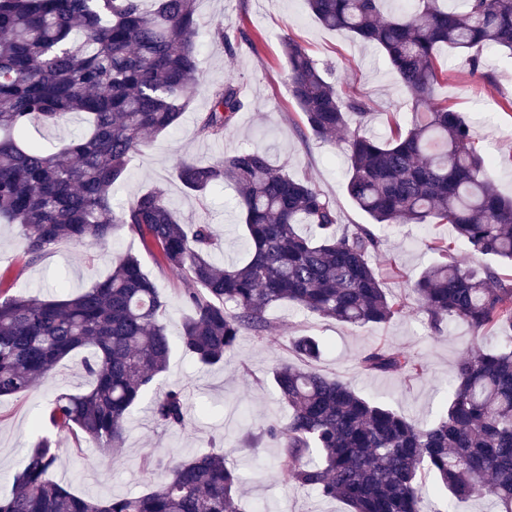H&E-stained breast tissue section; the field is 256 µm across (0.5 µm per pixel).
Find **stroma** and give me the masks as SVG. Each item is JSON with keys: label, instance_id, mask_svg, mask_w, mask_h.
I'll list each match as a JSON object with an SVG mask.
<instances>
[{"label": "stroma", "instance_id": "stroma-1", "mask_svg": "<svg viewBox=\"0 0 512 512\" xmlns=\"http://www.w3.org/2000/svg\"><path fill=\"white\" fill-rule=\"evenodd\" d=\"M200 20V82L188 110L174 131L151 139L130 161L127 178L114 197L128 201L133 193L154 186L166 190L169 204L185 224H212L224 237L225 261L241 260L245 251L237 222V192L225 185L203 198L187 193L176 173L178 159L212 161L250 146L265 151L271 163L312 180L337 204V219L345 227L369 223L367 214L350 201L343 177L341 142L323 143L306 132L302 114L288 91L281 38L290 36L317 59L331 64L338 87L364 95L370 113L364 127L369 134L387 137L395 125L409 119L407 94L385 52L357 40L346 31L323 27L305 0H197ZM222 25L230 36L246 32L235 52H227L214 35ZM479 74H471L464 55L440 50L439 63L446 78L437 87L439 99L465 112L476 145L492 159V179L502 195L512 194V55L482 50ZM233 78L243 87L246 106L223 138L204 139L196 133V119L209 107L211 86ZM450 235L449 226L431 230L418 224L381 229L383 245L370 257L383 286L404 295L418 274L434 262L426 247L431 234ZM84 247L62 244L35 264H27L16 227L0 226V287L40 298L54 295L55 285L66 283L79 291L102 280L115 257H139L144 271L168 301V317L180 322L185 310L180 300L184 282L173 271L159 268L152 253L137 237L117 231L108 249L85 260ZM271 329L263 337L245 335L236 352L223 364L202 368L174 348L169 367L160 378L162 389L184 388L196 414L182 431L156 426L145 408H138L129 424L124 447L101 448L76 443L58 435L60 459L50 479L72 492L89 497L122 496L148 491L160 479L162 463L171 453L189 456L213 446L241 474L245 503L255 512H348L339 499L284 485L274 472L281 450L261 438L271 420L287 415L279 402L272 370L287 360L288 341L303 334L321 338L326 349L317 364L326 376L348 382L362 396L377 399L407 419L422 423L441 409L455 365L472 343L468 328L459 322L435 335L419 315L398 316L379 327H353L321 318L284 304L270 309ZM407 352L425 366L418 378L399 374H372L362 369L361 358L375 348ZM86 384L80 356L61 361L52 378L28 392L0 398V494L10 493L12 476L24 448L38 431L55 395L76 392ZM153 467L144 468V458Z\"/></svg>", "mask_w": 512, "mask_h": 512}]
</instances>
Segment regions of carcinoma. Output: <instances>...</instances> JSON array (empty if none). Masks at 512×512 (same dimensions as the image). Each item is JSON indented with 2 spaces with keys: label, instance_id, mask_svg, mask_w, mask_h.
I'll return each instance as SVG.
<instances>
[{
  "label": "carcinoma",
  "instance_id": "carcinoma-1",
  "mask_svg": "<svg viewBox=\"0 0 512 512\" xmlns=\"http://www.w3.org/2000/svg\"><path fill=\"white\" fill-rule=\"evenodd\" d=\"M196 0H0V224L18 228L27 263L62 244L110 247L119 228L158 249L156 261L181 274L189 314L182 349L200 366L224 362L241 337L271 327L270 308L288 303L354 326L419 313L435 333L466 324L471 347L456 365L446 409L416 424L314 368L315 336L289 350L305 362L273 371L288 410L262 431L279 444L276 474L285 484L344 501L350 512H428L433 476L450 500L489 498L512 512V198L488 175L491 161L466 117L434 97L437 50H506L512 55V0H407L384 15L387 0H307L320 22L381 47L408 94L409 122L384 140L361 129L369 104L345 95L328 69L289 36L282 39L292 98L306 130L330 141L344 133L346 190L373 224H448L453 242L499 266L456 260L452 242L428 243L438 260L391 295L369 262L382 239L372 224L340 230L336 202L305 177L242 147L215 162L184 158L177 176L203 197L231 183L247 243L246 258L224 266L210 224H181L165 189L113 202L129 158L149 138L176 129L198 89ZM245 106L237 82L210 89L197 132L220 139ZM85 114L89 128L53 151L29 140L35 122ZM505 340L482 345L487 331ZM167 300L135 255L76 294L41 300L0 289V397L24 393L67 357L84 354L89 387L61 393L43 424L95 445L122 447L135 407L152 392L171 353ZM368 372L419 377L425 366L376 348ZM152 420L185 428L193 406L170 389L150 403ZM58 443L46 433L25 448L0 512H242V482L224 455L174 457L150 491L83 497L49 479Z\"/></svg>",
  "mask_w": 512,
  "mask_h": 512
}]
</instances>
